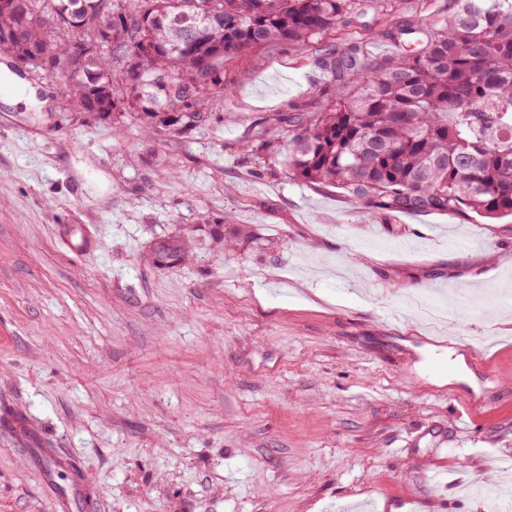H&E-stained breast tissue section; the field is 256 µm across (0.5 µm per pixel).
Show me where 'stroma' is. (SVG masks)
Instances as JSON below:
<instances>
[{
  "mask_svg": "<svg viewBox=\"0 0 512 512\" xmlns=\"http://www.w3.org/2000/svg\"><path fill=\"white\" fill-rule=\"evenodd\" d=\"M447 13L389 0L368 19ZM365 37L225 60L228 95L183 135L77 111L20 69L48 105H0V512H60L17 421L81 467L96 512H484L452 485L508 480L512 223L387 218L262 146L333 100L326 48ZM161 236L182 264L154 263ZM459 336L472 355L434 372ZM151 248L154 263L162 267L176 266L185 255L183 241L172 236H162L155 239Z\"/></svg>",
  "mask_w": 512,
  "mask_h": 512,
  "instance_id": "1",
  "label": "stroma"
}]
</instances>
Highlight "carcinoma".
Returning <instances> with one entry per match:
<instances>
[{
	"mask_svg": "<svg viewBox=\"0 0 512 512\" xmlns=\"http://www.w3.org/2000/svg\"><path fill=\"white\" fill-rule=\"evenodd\" d=\"M433 29L376 31L403 53L376 62L367 42L325 54L336 86L326 107L282 118L270 148L295 179L343 189L386 216L436 212L512 217V0H450ZM358 0H17L0 14V49L34 73L65 76L83 112L111 115L123 101L137 119L191 132L224 98V60L242 50L308 43L346 23ZM215 11L205 27L204 8ZM112 24V49L81 53L87 34L60 22ZM154 263L174 267L181 239L162 236Z\"/></svg>",
	"mask_w": 512,
	"mask_h": 512,
	"instance_id": "obj_1",
	"label": "carcinoma"
}]
</instances>
